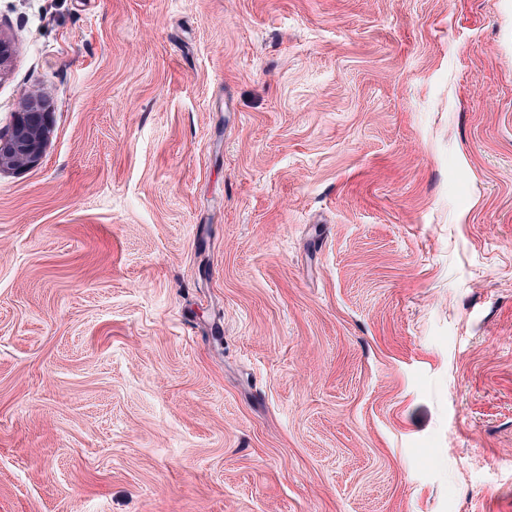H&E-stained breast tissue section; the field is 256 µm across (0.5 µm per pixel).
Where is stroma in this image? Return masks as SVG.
Returning <instances> with one entry per match:
<instances>
[{"label": "stroma", "mask_w": 512, "mask_h": 512, "mask_svg": "<svg viewBox=\"0 0 512 512\" xmlns=\"http://www.w3.org/2000/svg\"><path fill=\"white\" fill-rule=\"evenodd\" d=\"M0 32V512H512V0ZM50 103L28 94L13 113L7 130L0 131V173H22L38 166L50 135Z\"/></svg>", "instance_id": "stroma-1"}]
</instances>
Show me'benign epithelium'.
I'll return each instance as SVG.
<instances>
[{
	"instance_id": "obj_1",
	"label": "benign epithelium",
	"mask_w": 512,
	"mask_h": 512,
	"mask_svg": "<svg viewBox=\"0 0 512 512\" xmlns=\"http://www.w3.org/2000/svg\"><path fill=\"white\" fill-rule=\"evenodd\" d=\"M51 105L38 94L25 97L7 130L0 131V173H22L38 166L50 135Z\"/></svg>"
}]
</instances>
